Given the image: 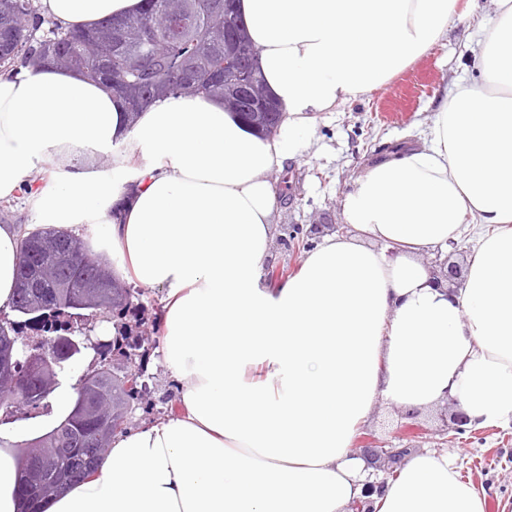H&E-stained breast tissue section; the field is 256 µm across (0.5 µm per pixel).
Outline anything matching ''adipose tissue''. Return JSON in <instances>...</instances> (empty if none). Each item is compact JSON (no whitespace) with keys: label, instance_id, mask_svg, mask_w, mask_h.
I'll list each match as a JSON object with an SVG mask.
<instances>
[{"label":"adipose tissue","instance_id":"adipose-tissue-1","mask_svg":"<svg viewBox=\"0 0 512 512\" xmlns=\"http://www.w3.org/2000/svg\"><path fill=\"white\" fill-rule=\"evenodd\" d=\"M65 29L142 0H36ZM479 76L440 102L429 146L366 167L324 237L269 287L272 172L309 146L316 115L362 97L448 33L457 0H238L269 93L259 137L223 103L171 95L128 123L101 84L50 67L0 73V201L89 226L125 278L162 292L159 340L182 383L172 414L115 437L45 512H350L369 470L354 437L380 402L454 400L476 426L512 422V0H490ZM122 152H114V145ZM110 170L57 176L60 158ZM486 228L463 281L423 261ZM21 231L0 225V306ZM446 451L406 458L375 512H485Z\"/></svg>","mask_w":512,"mask_h":512}]
</instances>
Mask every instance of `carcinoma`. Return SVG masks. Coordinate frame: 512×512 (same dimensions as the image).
<instances>
[{
	"label": "carcinoma",
	"instance_id": "1",
	"mask_svg": "<svg viewBox=\"0 0 512 512\" xmlns=\"http://www.w3.org/2000/svg\"><path fill=\"white\" fill-rule=\"evenodd\" d=\"M215 0H146L139 13L113 18L95 28L71 31L52 27L41 37L27 25L36 15L34 0H0V65L37 56L61 70L74 71L104 84L129 108L130 121L138 117L136 104L151 103L170 93L184 96L222 97L246 76L249 85L265 89L264 79L249 56L250 44L238 38L229 50L224 31L237 30L235 0H222L223 8L214 12ZM178 16L181 28L171 32L153 26L156 16ZM194 59V70L185 75L179 70L181 59ZM121 291L124 301L112 303L104 315L112 320V343L97 353L101 367L113 356L134 358L141 375H147V346L150 339L139 333L145 323L143 303L135 301L133 288L112 273L111 259L92 252L75 233L47 227L28 233L19 242L16 286L10 303L16 313L28 315L40 302L79 299L87 285ZM22 325L16 321L0 323V357L12 354L13 368L0 367V427L36 419L49 408V402L25 412L12 409L11 383L23 380L26 357L15 345ZM104 389L112 400V412L134 409L143 402L140 387L114 378H78L68 405L57 413H47L39 433L19 440L0 435V448L13 449L19 475L15 497L19 512H43L52 499L71 490L112 448L116 431L107 425L103 414L89 411V392Z\"/></svg>",
	"mask_w": 512,
	"mask_h": 512
}]
</instances>
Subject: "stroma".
I'll return each instance as SVG.
<instances>
[{
  "instance_id": "obj_1",
  "label": "stroma",
  "mask_w": 512,
  "mask_h": 512,
  "mask_svg": "<svg viewBox=\"0 0 512 512\" xmlns=\"http://www.w3.org/2000/svg\"><path fill=\"white\" fill-rule=\"evenodd\" d=\"M489 8L490 0H459V16L447 38L385 85L334 111L318 113L308 152L270 176L276 192L277 239L266 266L285 263L290 270L298 269L301 253L286 251L281 243L291 225L332 224L346 233L340 200L354 177L364 166L385 158L387 145L422 146L439 99L454 83L473 75L470 48L483 37L480 14ZM286 179L292 183L288 191L282 185ZM450 414L443 404L412 415L384 404L360 434L367 441L390 445L409 424L413 433L407 445L433 449L442 445L439 431ZM447 447L461 477L485 494V512H512V423L473 428Z\"/></svg>"
}]
</instances>
